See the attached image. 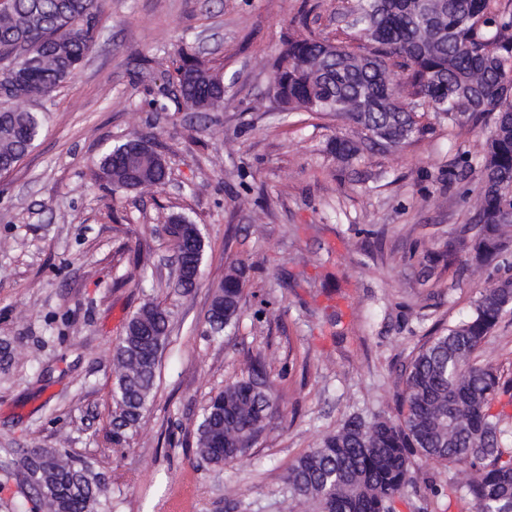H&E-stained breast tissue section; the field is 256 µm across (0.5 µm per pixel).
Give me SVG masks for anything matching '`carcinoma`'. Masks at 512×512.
Masks as SVG:
<instances>
[{"label": "carcinoma", "instance_id": "1", "mask_svg": "<svg viewBox=\"0 0 512 512\" xmlns=\"http://www.w3.org/2000/svg\"><path fill=\"white\" fill-rule=\"evenodd\" d=\"M357 33L365 51L343 44L319 64L322 42L290 38L274 59L270 92L283 112L336 115L370 134L373 142L399 147L423 128L431 113L451 128L492 120L482 159L477 233L461 242L467 261L482 265L504 253L500 219L512 212V5L501 0H357ZM96 0H11L0 10V169L8 173L31 151L42 131L35 112L12 107L19 100L46 99L82 65L97 31ZM406 81L394 79L396 71ZM167 76L180 95L200 112L224 103L223 77L194 55L181 51ZM140 136L127 139L100 158L99 170L115 190L160 188L166 173L143 163ZM331 151L348 160L359 152L338 137ZM169 232L179 253L189 293L201 269L199 225L174 215ZM243 266L231 269L220 285L223 300L210 309L218 333L238 315ZM512 311V278H500L479 292L471 314L427 337L402 374L396 414L366 421L344 419L335 432L303 452L288 470L295 500L316 512H394L393 504L412 482L416 460L424 459L463 474L448 479L433 495L466 499L475 512H512V451L502 399L512 404V378L483 364L479 350ZM167 312L143 304L127 320L112 351L114 387L112 443L135 432L154 399L157 369L169 340ZM275 411L274 387L261 356L248 375L227 384L212 398L196 430L197 457L229 465L251 448ZM29 489L30 512H112L110 482L83 458L57 449L17 448L4 461Z\"/></svg>", "mask_w": 512, "mask_h": 512}]
</instances>
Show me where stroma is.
Wrapping results in <instances>:
<instances>
[{"label": "stroma", "mask_w": 512, "mask_h": 512, "mask_svg": "<svg viewBox=\"0 0 512 512\" xmlns=\"http://www.w3.org/2000/svg\"><path fill=\"white\" fill-rule=\"evenodd\" d=\"M355 0H98L97 39L50 99L35 147L0 176V448L64 447L97 459L112 512H305L288 468L346 416L393 413L401 371L438 326L467 317L501 260L453 276L428 266L472 228L483 179L480 128L428 117L391 149L325 112H282L273 59L291 36L355 44ZM224 76V105L197 113L168 97L180 49ZM153 139L166 186L116 190L98 158ZM356 140L337 160L330 143ZM183 215L204 238L202 275L175 286L162 226ZM245 265L237 320L211 336L212 295ZM170 315L157 393L138 431L112 443V348L144 302ZM262 356L278 410L234 465L197 458L211 398ZM512 376V312L479 351ZM454 470L423 460L396 512H470L433 497Z\"/></svg>", "instance_id": "1"}]
</instances>
